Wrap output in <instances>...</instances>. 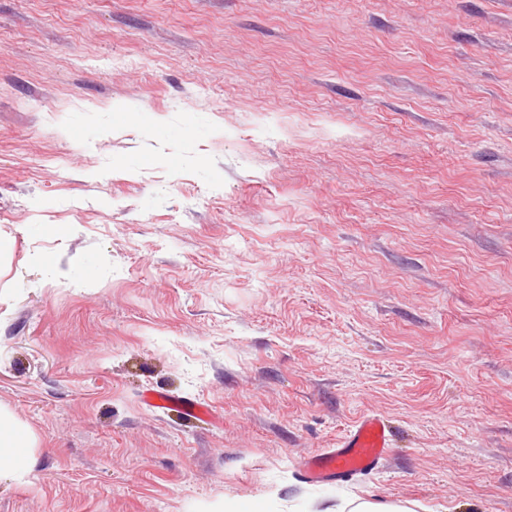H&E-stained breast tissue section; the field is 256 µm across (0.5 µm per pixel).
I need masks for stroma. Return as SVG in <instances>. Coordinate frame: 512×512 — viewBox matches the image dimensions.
<instances>
[{
	"mask_svg": "<svg viewBox=\"0 0 512 512\" xmlns=\"http://www.w3.org/2000/svg\"><path fill=\"white\" fill-rule=\"evenodd\" d=\"M0 237V512H512V0H0ZM148 404L155 407H166L180 413L182 416L193 419L202 420L213 416V410L201 403L186 397H174L161 392H148L145 395ZM29 447L27 434L0 413V473L20 469ZM391 448L393 433L388 419L364 414L336 441L334 448H322L301 458L297 470L310 484L346 483L383 470ZM414 512L408 504H379L371 501L354 499L337 505L336 511L331 512Z\"/></svg>",
	"mask_w": 512,
	"mask_h": 512,
	"instance_id": "stroma-1",
	"label": "stroma"
}]
</instances>
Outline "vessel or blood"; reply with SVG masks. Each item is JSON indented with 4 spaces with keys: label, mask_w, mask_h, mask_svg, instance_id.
<instances>
[{
    "label": "vessel or blood",
    "mask_w": 512,
    "mask_h": 512,
    "mask_svg": "<svg viewBox=\"0 0 512 512\" xmlns=\"http://www.w3.org/2000/svg\"><path fill=\"white\" fill-rule=\"evenodd\" d=\"M148 404L166 407L182 416L202 420L212 417V409L200 401L161 392L145 395ZM393 433L387 418L365 414L337 440L334 447L321 449L300 459L298 472L310 484L346 483L384 469L391 456Z\"/></svg>",
    "instance_id": "1"
}]
</instances>
